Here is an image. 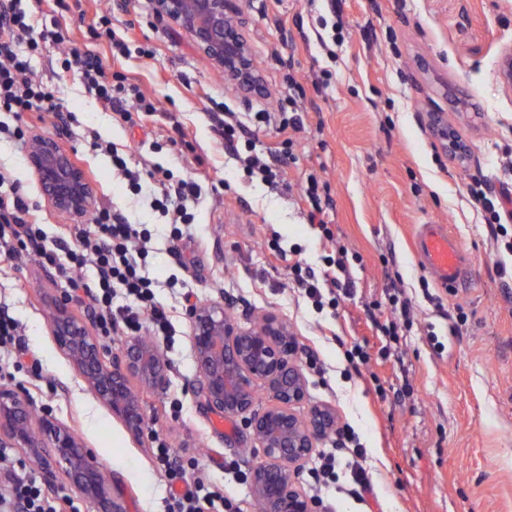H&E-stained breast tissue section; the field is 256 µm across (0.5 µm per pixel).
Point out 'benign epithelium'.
Returning a JSON list of instances; mask_svg holds the SVG:
<instances>
[{
	"label": "benign epithelium",
	"instance_id": "obj_1",
	"mask_svg": "<svg viewBox=\"0 0 512 512\" xmlns=\"http://www.w3.org/2000/svg\"><path fill=\"white\" fill-rule=\"evenodd\" d=\"M157 14L187 31L199 51L224 74V81L247 98L264 93L261 73L242 31V0H153ZM500 82L512 88V51L502 58ZM448 155L463 153L455 129L433 123ZM27 161L42 197L57 211L80 223L94 208L96 190L58 140L32 137ZM199 375L196 395L209 412L246 425L263 460L250 471L251 495L262 512H317L318 503L299 487L301 465L317 441L336 432V410L312 406L304 416L297 408L308 396V380L294 360L296 340L288 323L268 313L257 327H242L224 299L195 303L186 311ZM49 329L57 347L96 399L122 421L135 439L144 428L143 394L164 390L168 366L160 347L133 336L105 361L86 321L75 315L70 300L52 306ZM264 383L269 401L257 408L254 382ZM25 450L32 464L58 470L92 512H127L112 492V483L83 441L52 414L33 421L29 398L0 387V447Z\"/></svg>",
	"mask_w": 512,
	"mask_h": 512
}]
</instances>
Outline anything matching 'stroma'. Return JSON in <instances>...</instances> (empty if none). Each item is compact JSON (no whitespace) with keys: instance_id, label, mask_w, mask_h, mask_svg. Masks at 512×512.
I'll return each instance as SVG.
<instances>
[{"instance_id":"obj_1","label":"stroma","mask_w":512,"mask_h":512,"mask_svg":"<svg viewBox=\"0 0 512 512\" xmlns=\"http://www.w3.org/2000/svg\"><path fill=\"white\" fill-rule=\"evenodd\" d=\"M65 25L72 43L99 54L106 67L126 74L154 99L158 114L129 127L86 94L76 70H64L59 49L43 44L34 73L50 84L63 113L27 115L28 134L56 138L94 183L97 204L125 214L155 234L147 259L156 291L174 326L160 348L170 364L164 391L146 396V430L135 441L102 404L55 345L50 304L65 292L58 271L29 254L0 261V303L22 325V346L0 352L10 362L28 350L39 374L14 370L1 383L25 391L34 412H49L91 448L112 479L114 495L130 512H167L165 480L152 448L162 441L175 458L197 459L198 475L253 512L249 464L260 461L239 420L208 413L192 394L198 380L186 304L169 275L185 280L195 301L223 298L244 326L271 312L291 326L305 364L318 357L321 372H307L308 405L328 404L338 422L359 437L372 492L347 493V466L327 485L315 479L310 458L301 488L319 512H512V277L485 230V214L469 199L472 176L493 185L512 180V90L496 78L500 56L512 49V0H243L245 36L261 69L267 96L244 98L224 84L192 38L157 18L151 0H67ZM110 13L130 43L153 48L113 60L92 28ZM342 25L340 41L321 47L323 24ZM467 104L449 108L446 90ZM224 108L299 112L292 132L295 161L286 169L291 192L277 194L249 178L213 132V113ZM443 112L470 149L468 160L449 157L428 125ZM188 134L189 149L166 144L172 123ZM96 130L117 148L132 146L134 162L151 161L174 177L196 179L201 202L183 241L181 258L165 249L171 228L145 195L129 191L110 158L86 140ZM27 144L0 139V167L11 170L35 206L48 236L71 241L76 225L41 196L27 163ZM328 182L335 207L333 239L308 223L300 199L309 175ZM420 224H444L473 259L471 279L453 291L426 276L411 246ZM280 238L309 263L334 242L358 259L350 271L356 288L337 308L316 311L288 287L283 265L270 262L264 241ZM399 273L412 301L414 325L397 351L385 354L377 330L387 311V276ZM361 344L370 356L355 367L347 353ZM241 473H225V462Z\"/></svg>"}]
</instances>
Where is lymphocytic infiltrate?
Masks as SVG:
<instances>
[{
  "label": "lymphocytic infiltrate",
  "instance_id": "obj_1",
  "mask_svg": "<svg viewBox=\"0 0 512 512\" xmlns=\"http://www.w3.org/2000/svg\"><path fill=\"white\" fill-rule=\"evenodd\" d=\"M47 41L62 46L64 68L81 72L87 92L104 110L127 123L155 116V104L137 84L121 72L108 70L99 55L70 45L59 19H52L50 26H39L25 0H0V112L10 113L19 121L28 112L55 110L53 90L35 77L31 66L32 55ZM274 121L280 130H295L302 118L295 112L276 120L271 113L258 112L253 122L248 123L236 113L228 112L218 120L214 132L226 151L240 156L250 176L276 187L283 183V169L293 161V153L289 150L280 154L258 152L253 129L254 124ZM90 145L110 157L113 169L127 178L131 189L139 192L144 186H151L153 207L172 228L168 250L178 254L182 228L192 224L200 203L199 184L192 180H173L169 170L152 163L140 171L130 169L125 154L102 141L98 133H91ZM468 194L486 213V230L497 249L512 254V234L503 222L512 196L497 195L488 182L477 176L473 177ZM92 224L93 233L78 232L76 248L61 249L58 242L48 239L12 172L0 168L1 258L12 261L32 252L42 264L57 269L72 292L84 293L92 300L98 328L104 337L136 336L145 331L157 337L171 335L170 316L155 300L157 281L146 269L152 248L151 231L144 225L128 223L105 207L95 211ZM267 248L276 260L283 262L289 284L299 288L315 309L337 305L341 297L352 294L355 288L349 276V252L344 246H337L332 254L325 256L320 271L291 260L279 242H268ZM88 265L95 271V281L90 286L78 276ZM155 459L172 488L168 512H241L237 504L203 478L186 485L184 465L171 459L165 446H157ZM5 477L10 491L0 496V512H79L72 498L49 499L25 464L6 469Z\"/></svg>",
  "mask_w": 512,
  "mask_h": 512
}]
</instances>
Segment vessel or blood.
Segmentation results:
<instances>
[{"instance_id": "obj_1", "label": "vessel or blood", "mask_w": 512, "mask_h": 512, "mask_svg": "<svg viewBox=\"0 0 512 512\" xmlns=\"http://www.w3.org/2000/svg\"><path fill=\"white\" fill-rule=\"evenodd\" d=\"M413 250L423 267L442 286L458 287L469 275V261L446 225H419L413 236Z\"/></svg>"}]
</instances>
